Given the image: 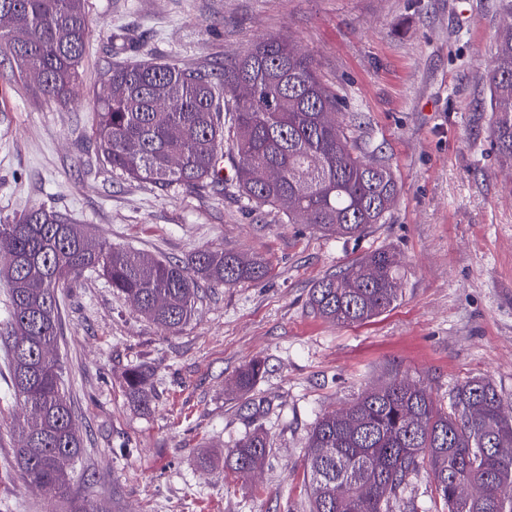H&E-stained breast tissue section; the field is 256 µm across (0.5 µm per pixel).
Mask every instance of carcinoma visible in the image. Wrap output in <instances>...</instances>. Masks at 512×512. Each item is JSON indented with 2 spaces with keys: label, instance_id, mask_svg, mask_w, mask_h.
Returning a JSON list of instances; mask_svg holds the SVG:
<instances>
[{
  "label": "carcinoma",
  "instance_id": "cac0c4a2",
  "mask_svg": "<svg viewBox=\"0 0 512 512\" xmlns=\"http://www.w3.org/2000/svg\"><path fill=\"white\" fill-rule=\"evenodd\" d=\"M0 55L13 75L39 76L36 90L65 100L76 90L90 28L87 0H0ZM93 146L112 171L165 189L215 188L224 182V152L255 208L278 207L290 224L355 237L384 224L398 195L390 168L367 158L336 122L340 103L319 79L313 59L270 37L224 65L109 61L102 70ZM492 128L512 161V26L498 38L488 72ZM264 169L273 176L257 177ZM400 260L375 249L316 282L310 306L340 325L369 320L402 294ZM87 272L101 274L136 311L168 329L194 310L198 283L230 287L261 281L268 266L236 252L200 249L185 259H148L88 236L82 225L43 208L0 224V281L9 314L0 345L9 358L10 389L23 412L17 462L26 483L63 494L83 439L61 379L57 355L59 292ZM264 374L257 360L241 370L247 394ZM130 395L150 402L145 370L126 378ZM270 448L264 433L243 437L224 467L254 476ZM310 512H389L409 478L430 469L448 512H512V413L487 377L453 393L450 409L427 386L399 372L347 406L323 415L305 448Z\"/></svg>",
  "mask_w": 512,
  "mask_h": 512
}]
</instances>
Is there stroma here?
I'll use <instances>...</instances> for the list:
<instances>
[{
  "instance_id": "obj_1",
  "label": "stroma",
  "mask_w": 512,
  "mask_h": 512,
  "mask_svg": "<svg viewBox=\"0 0 512 512\" xmlns=\"http://www.w3.org/2000/svg\"><path fill=\"white\" fill-rule=\"evenodd\" d=\"M82 82L58 103L32 79H0V221L45 207L93 237L148 258L209 248L263 259V282L202 285L176 331L141 316L97 273L62 290L59 354L83 451L65 495L29 487L17 465L0 348V512H309L304 446L319 416L399 371L448 402L474 376L512 405V165L491 135L487 69L502 0H89ZM277 36L312 55L323 83L356 115L351 135L392 170L388 223L358 237L287 223L243 198L232 160L219 190L112 173L96 158L98 76L117 44L125 61L186 68L228 63ZM403 272L399 300L337 325L307 300L319 279L378 248ZM265 373L249 397L238 372ZM148 367L149 408L126 390ZM272 455L258 477L224 467L254 429ZM264 364L257 360L248 364L241 370L236 379L238 390L247 394L254 388L257 380L264 374Z\"/></svg>"
}]
</instances>
